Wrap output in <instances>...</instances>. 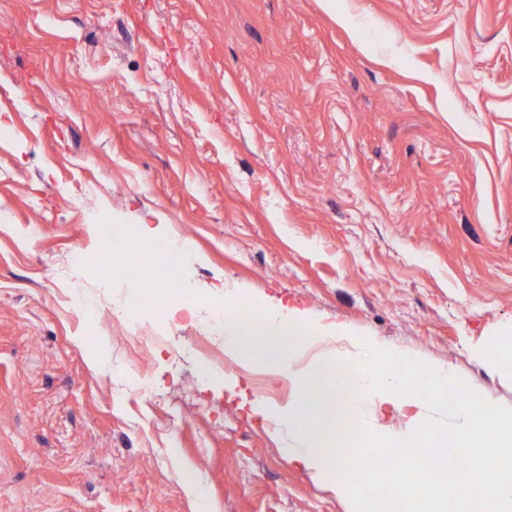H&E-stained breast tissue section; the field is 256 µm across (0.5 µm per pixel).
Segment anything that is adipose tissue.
<instances>
[{
    "mask_svg": "<svg viewBox=\"0 0 512 512\" xmlns=\"http://www.w3.org/2000/svg\"><path fill=\"white\" fill-rule=\"evenodd\" d=\"M238 301L225 303L224 352L251 370L287 377L293 391L281 402L240 393L241 380L225 375L224 390L240 394L249 414L274 426L290 462L327 484L338 497L359 501L338 437L336 400L356 422V436L394 460L391 484L435 464L434 477L418 484L399 512H512V470L474 494L459 477V460L512 459V410L459 386L450 423L437 422L436 405L417 394L413 376L426 372L439 387L453 382L444 367L395 351L342 323H322L283 299L270 297L251 315H238Z\"/></svg>",
    "mask_w": 512,
    "mask_h": 512,
    "instance_id": "adipose-tissue-1",
    "label": "adipose tissue"
}]
</instances>
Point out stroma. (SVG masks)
Segmentation results:
<instances>
[{
	"instance_id": "stroma-1",
	"label": "stroma",
	"mask_w": 512,
	"mask_h": 512,
	"mask_svg": "<svg viewBox=\"0 0 512 512\" xmlns=\"http://www.w3.org/2000/svg\"><path fill=\"white\" fill-rule=\"evenodd\" d=\"M0 115V512H197L186 475L216 512H347L225 396L236 362L201 374L228 295L512 407L472 356L512 326V0H0ZM143 220L177 274L113 258Z\"/></svg>"
}]
</instances>
